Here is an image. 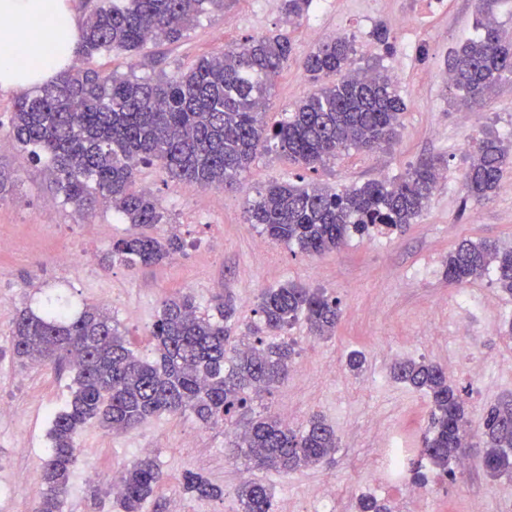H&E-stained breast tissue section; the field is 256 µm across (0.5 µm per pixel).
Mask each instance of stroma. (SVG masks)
<instances>
[{
  "label": "stroma",
  "instance_id": "stroma-1",
  "mask_svg": "<svg viewBox=\"0 0 512 512\" xmlns=\"http://www.w3.org/2000/svg\"><path fill=\"white\" fill-rule=\"evenodd\" d=\"M406 16L414 18L413 29L402 27ZM475 17V0H317L305 17L291 23L281 0H224L223 10L199 17L184 42L151 44L130 55L137 75L171 73L247 37L288 33L295 56L273 88L266 113L273 124L312 89L301 60L313 46L308 38L313 26L324 40L349 36L359 63L378 61L406 104L400 135L390 147L350 152L315 173L264 153L239 186L216 191L175 182L156 166L141 168L136 188L152 192L167 209L169 224L181 225L184 248L134 270L99 262L113 240L133 231L111 209L103 206L87 215L55 204L52 217L44 218L41 207L53 202V192L40 168L12 147L2 129L18 94L0 91V167L16 177L14 195L0 200V238L12 244L10 251H0V402L13 408L12 414L0 415V512H32L51 445L48 413L62 410L71 398L74 373L68 367L24 365L11 354L14 317L51 293L77 310L107 309L129 347L144 358L154 353L151 330L163 302L180 292H192L204 309L216 297L232 296L243 325L259 320L254 312L259 292L286 282L324 289L342 309L336 334L329 338L311 337L304 324H296L290 332L297 342L295 376L250 401L254 411L287 416L296 429L311 415L322 416L338 438L330 463L287 475L251 469L245 459L233 458L226 427L203 424L188 413H160L122 433L92 423L78 438L80 454L63 512H121L109 479L146 452L165 480L144 512H174L178 505L183 512H239L235 490L252 477L269 486L274 512L311 504L315 488L326 481L336 484L339 512H356V500L365 492L360 479L374 453L373 430L400 426L418 441L427 428L428 399L392 379L395 358L423 357L454 368L451 381L475 423L512 393V336L504 333L512 321V296L500 291L491 271L462 289L443 275L448 253L463 240L512 246V168L492 200H463L462 173L474 140L493 133L512 142L511 75L490 98L466 105L448 80V54L474 36ZM379 26L390 31L392 51L375 41ZM433 155L443 159L448 178L439 183L423 216L405 230L355 236L337 251L311 256L293 245L263 242L259 226L246 221L248 202L269 182L302 177L337 188L360 185L399 177ZM169 224L158 225V234H166ZM66 249L79 257L68 268L57 262ZM462 290L492 299L494 310L461 305ZM353 350L366 356L357 374L346 365ZM476 361L486 365V375L472 374ZM17 446L25 447L24 455H14ZM188 471L222 486L223 499L185 493L181 479ZM429 484L433 495L422 512H466L470 499L481 497L490 512H512V477L490 480L479 457H470L454 482L433 475Z\"/></svg>",
  "mask_w": 512,
  "mask_h": 512
}]
</instances>
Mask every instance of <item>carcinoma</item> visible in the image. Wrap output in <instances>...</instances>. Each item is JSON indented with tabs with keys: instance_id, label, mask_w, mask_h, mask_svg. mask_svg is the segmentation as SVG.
I'll use <instances>...</instances> for the list:
<instances>
[{
	"instance_id": "obj_1",
	"label": "carcinoma",
	"mask_w": 512,
	"mask_h": 512,
	"mask_svg": "<svg viewBox=\"0 0 512 512\" xmlns=\"http://www.w3.org/2000/svg\"><path fill=\"white\" fill-rule=\"evenodd\" d=\"M499 2L478 0V36L448 53V80L466 98H485L504 74L512 75V25L498 21ZM311 4L282 0V10L292 23ZM211 8L224 9V0H99L84 18L77 63L18 97L8 136L43 165L61 203L87 211L105 205L127 224L153 228L168 223V216L153 194L134 189L142 166L155 165L186 185L226 188L262 151L316 173L352 150L372 152L394 140L406 109L397 84L376 64L358 66L346 36L322 41L304 56L313 90L272 127L264 115L275 79L295 50L281 31L226 44L171 75L104 74L91 67L102 55L137 53L157 40L181 42ZM511 166L512 149L500 137L479 139L463 174V203L491 200ZM441 169V158L431 156L393 180L339 190L317 181L270 183L249 203L248 221L275 242L324 254L352 235L400 230L420 218ZM182 247L175 235L134 233L113 241L102 261L134 269L158 264ZM491 265L501 291L512 295V248L495 242L461 241L448 253L444 277L451 285L467 284ZM214 310L200 311L190 294L165 301L153 324L152 361L135 354L112 315L98 307L75 313L62 299H49L39 311L24 310L14 319L15 357L35 366L67 362L75 371L70 403L52 420L33 512H63L79 432L91 420L112 432L164 412H189L209 425L231 423L234 453L258 470L286 474L336 453V432L317 414L298 431L272 414L244 421L237 416L249 393L268 392L288 377L296 349L283 335L300 320L314 337L335 335L340 301L293 283L265 288L254 309L260 324L249 329L247 344L233 343L232 300ZM265 333L282 340L269 343ZM391 374L430 402L419 460L453 480L462 448L470 446L482 453L489 476L512 475V395L491 406L474 430L465 399L442 367L407 358L395 362ZM163 482L152 458L133 461L121 477L123 512H142ZM182 486L199 498L224 497V489L199 474H184ZM237 497L241 512H272L271 492L259 480H244ZM356 509L389 512L373 495L360 496Z\"/></svg>"
}]
</instances>
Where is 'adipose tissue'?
Listing matches in <instances>:
<instances>
[{"mask_svg":"<svg viewBox=\"0 0 512 512\" xmlns=\"http://www.w3.org/2000/svg\"><path fill=\"white\" fill-rule=\"evenodd\" d=\"M79 38L68 0H0V90L52 79L73 60Z\"/></svg>","mask_w":512,"mask_h":512,"instance_id":"obj_1","label":"adipose tissue"}]
</instances>
